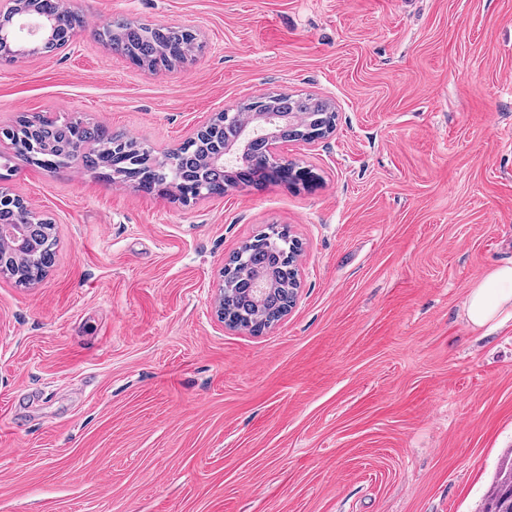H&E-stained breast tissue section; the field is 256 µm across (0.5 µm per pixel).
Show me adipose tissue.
<instances>
[{"mask_svg": "<svg viewBox=\"0 0 512 512\" xmlns=\"http://www.w3.org/2000/svg\"><path fill=\"white\" fill-rule=\"evenodd\" d=\"M462 317L477 333H488L512 323V265H497L472 283Z\"/></svg>", "mask_w": 512, "mask_h": 512, "instance_id": "1", "label": "adipose tissue"}]
</instances>
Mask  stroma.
Here are the masks:
<instances>
[{
	"instance_id": "1",
	"label": "stroma",
	"mask_w": 512,
	"mask_h": 512,
	"mask_svg": "<svg viewBox=\"0 0 512 512\" xmlns=\"http://www.w3.org/2000/svg\"><path fill=\"white\" fill-rule=\"evenodd\" d=\"M74 49L0 65V128L52 114L156 154L264 93L329 100L301 179L185 204L107 170L13 159L55 226L29 288L0 275V512H478L512 449V327L464 324L512 263V0H66ZM191 29L176 69L97 38ZM299 240L260 333L214 313L229 257Z\"/></svg>"
}]
</instances>
